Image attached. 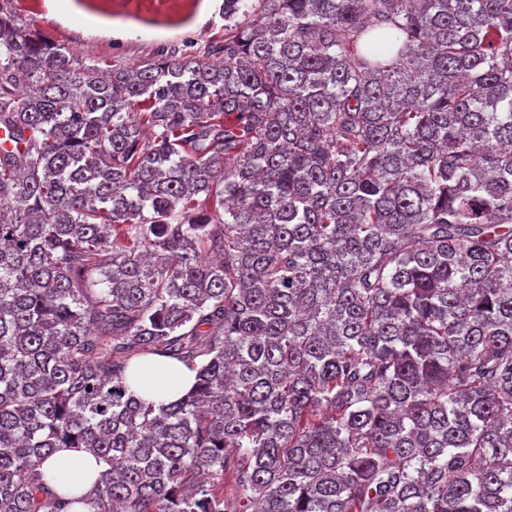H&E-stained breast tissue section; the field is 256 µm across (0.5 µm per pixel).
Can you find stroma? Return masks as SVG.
<instances>
[{
	"mask_svg": "<svg viewBox=\"0 0 512 512\" xmlns=\"http://www.w3.org/2000/svg\"><path fill=\"white\" fill-rule=\"evenodd\" d=\"M16 20L101 70L130 66L172 45L203 57L224 38V0H10Z\"/></svg>",
	"mask_w": 512,
	"mask_h": 512,
	"instance_id": "35a3bbf8",
	"label": "stroma"
}]
</instances>
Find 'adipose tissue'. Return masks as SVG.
I'll use <instances>...</instances> for the list:
<instances>
[{
    "label": "adipose tissue",
    "instance_id": "ef3b65f1",
    "mask_svg": "<svg viewBox=\"0 0 512 512\" xmlns=\"http://www.w3.org/2000/svg\"><path fill=\"white\" fill-rule=\"evenodd\" d=\"M194 377V372L183 364L150 355L138 360L128 384L136 396L160 405L185 395L192 387ZM41 471L54 491L77 497L91 490L100 466L85 450L62 448L42 464Z\"/></svg>",
    "mask_w": 512,
    "mask_h": 512
}]
</instances>
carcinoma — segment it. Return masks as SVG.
Masks as SVG:
<instances>
[{
  "instance_id": "cac0c4a2",
  "label": "carcinoma",
  "mask_w": 512,
  "mask_h": 512,
  "mask_svg": "<svg viewBox=\"0 0 512 512\" xmlns=\"http://www.w3.org/2000/svg\"><path fill=\"white\" fill-rule=\"evenodd\" d=\"M206 58L0 0V512L60 448L93 512H512V0H224ZM195 372L181 363L153 355L138 360L128 384L134 394L155 405L168 404L185 395ZM40 469L54 491L68 496L88 493L102 470L95 456L73 448H60Z\"/></svg>"
}]
</instances>
